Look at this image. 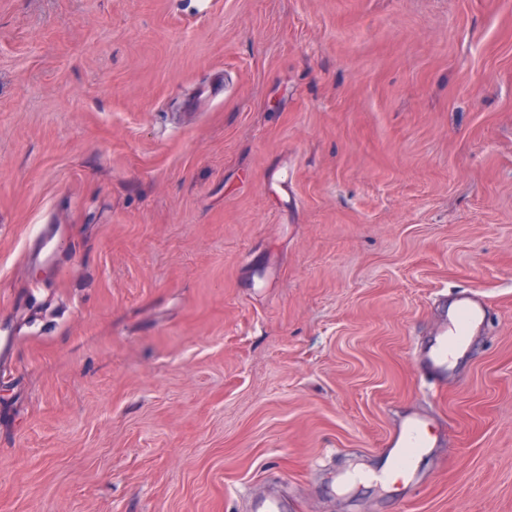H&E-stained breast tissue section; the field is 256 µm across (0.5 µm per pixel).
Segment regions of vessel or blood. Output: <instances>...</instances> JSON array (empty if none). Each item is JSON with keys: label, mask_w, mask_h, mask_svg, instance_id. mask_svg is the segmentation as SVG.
<instances>
[{"label": "vessel or blood", "mask_w": 512, "mask_h": 512, "mask_svg": "<svg viewBox=\"0 0 512 512\" xmlns=\"http://www.w3.org/2000/svg\"><path fill=\"white\" fill-rule=\"evenodd\" d=\"M53 240V226H41L34 261L43 266L49 263L54 249ZM484 309L485 301L478 293H464L455 298L454 310L447 323L420 354L421 362L434 379H447L452 356L468 348L470 336L475 335L483 322ZM433 445V435L423 415L410 416L389 443V453L394 461L392 471L397 474L400 485L413 483L415 475L412 462L415 455Z\"/></svg>", "instance_id": "1"}]
</instances>
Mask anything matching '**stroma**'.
Listing matches in <instances>:
<instances>
[{
    "label": "stroma",
    "instance_id": "35a3bbf8",
    "mask_svg": "<svg viewBox=\"0 0 512 512\" xmlns=\"http://www.w3.org/2000/svg\"><path fill=\"white\" fill-rule=\"evenodd\" d=\"M3 331L0 512H512V0H0ZM54 240V228L51 225H41L39 229V243L34 251L33 259L42 266L49 263ZM485 300L476 293H464L454 300V310L448 323L437 332L432 343L419 355L420 361L435 380L448 379L452 356L469 346V336H475L483 322ZM389 454L395 461L390 471L378 476L389 480L391 473L398 475V482L393 487L410 485L415 480L412 466L413 458L419 453H424L427 448H433V434L425 423L422 414L410 416L399 429L398 433L389 442Z\"/></svg>",
    "mask_w": 512,
    "mask_h": 512
}]
</instances>
